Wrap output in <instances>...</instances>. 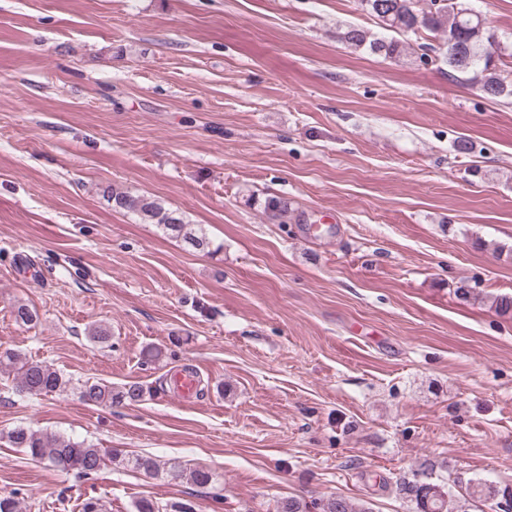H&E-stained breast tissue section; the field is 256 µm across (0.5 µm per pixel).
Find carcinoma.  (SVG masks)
Returning <instances> with one entry per match:
<instances>
[{"label": "carcinoma", "instance_id": "obj_1", "mask_svg": "<svg viewBox=\"0 0 512 512\" xmlns=\"http://www.w3.org/2000/svg\"><path fill=\"white\" fill-rule=\"evenodd\" d=\"M357 9L373 17L380 27L394 33L390 38H369L368 33L349 25L336 32L338 41L355 48L365 47L370 53L393 60H401L409 53L411 44L404 37H422L427 33L433 43H422L420 47L430 48L439 53L441 61L448 66L449 76L461 77L478 85L491 99L512 96V70L504 69L512 64V43L508 52L494 58L485 51L489 39L495 37L486 26L482 15L475 11L469 0H443L435 5L431 0H356ZM104 193L112 201V207L160 226L164 231L175 233L194 250L210 252L212 240L202 228L194 229L175 212L164 208L156 200L127 191L106 188ZM263 210L271 218L288 222L290 204L279 196L265 198ZM14 370L17 387L30 396H46L63 392L71 385L52 365L42 361H29L12 350L0 351V367ZM145 388L138 382H129L115 387L106 382L85 383L81 397L100 406L135 404L143 400ZM12 447L22 449L28 456L39 462L72 473L77 477L89 478L105 466L114 462L126 464L146 475L156 476L161 472V463L151 456L122 458L109 448H100L85 440L17 426L8 433ZM182 476L200 487H207L216 481L214 473L202 467L192 468ZM396 493L415 505L414 512H451L448 508L450 492L447 483L432 480V474L417 471L410 479L396 484ZM465 494L492 503L498 512H512V483H493L486 480H472L466 486ZM136 512H190L185 507L168 510L158 502L143 498L135 503ZM323 512H368L362 505L349 499L336 497L323 505Z\"/></svg>", "mask_w": 512, "mask_h": 512}]
</instances>
